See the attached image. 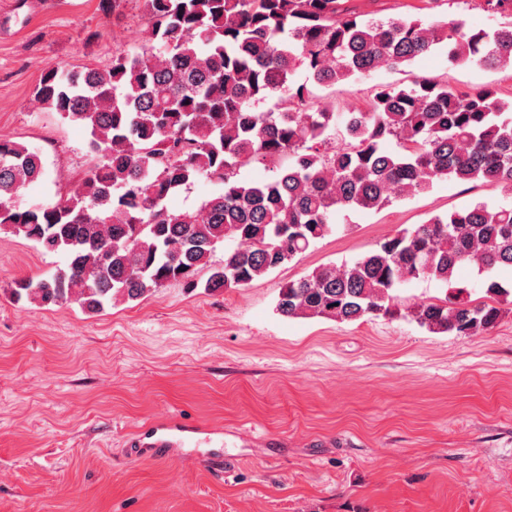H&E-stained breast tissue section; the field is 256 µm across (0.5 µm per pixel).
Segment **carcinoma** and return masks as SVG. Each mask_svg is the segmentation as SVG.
Returning a JSON list of instances; mask_svg holds the SVG:
<instances>
[{
	"mask_svg": "<svg viewBox=\"0 0 512 512\" xmlns=\"http://www.w3.org/2000/svg\"><path fill=\"white\" fill-rule=\"evenodd\" d=\"M143 5V52L118 50L102 69L50 66L36 88L35 101L85 126L101 156L76 185L52 204L15 208L45 168L38 152L0 138V232L67 259L47 278L15 282L16 297L97 313L170 281L237 288L304 253L344 209L378 211L442 179L512 190V99L492 88L460 92L431 77L382 84L368 111L343 114L293 82L300 66L308 83L332 87L441 50L452 64L495 69L512 62V24L362 19L341 0ZM484 9L512 16V0H484ZM271 99L272 111L258 110ZM254 161L272 176L239 179ZM200 177L218 191L197 211L170 210ZM220 245L224 264L211 267ZM473 264L512 267V206L476 201L399 229L352 263L286 283L277 311L341 322L403 313L431 332L475 334L504 309L464 297L457 275ZM424 277L451 295L400 311L397 291Z\"/></svg>",
	"mask_w": 512,
	"mask_h": 512,
	"instance_id": "carcinoma-1",
	"label": "carcinoma"
}]
</instances>
